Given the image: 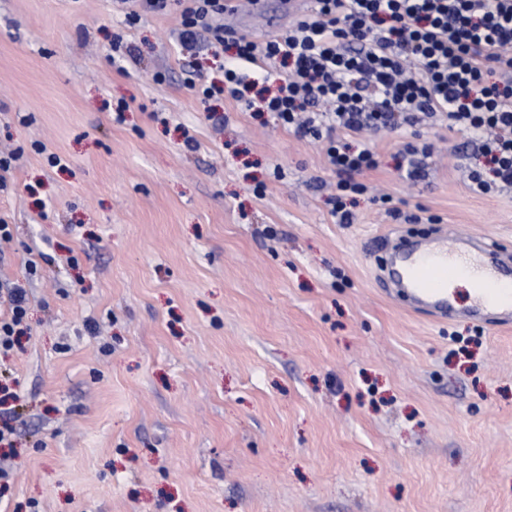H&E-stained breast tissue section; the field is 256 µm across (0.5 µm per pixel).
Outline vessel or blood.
<instances>
[{"label": "vessel or blood", "mask_w": 512, "mask_h": 512, "mask_svg": "<svg viewBox=\"0 0 512 512\" xmlns=\"http://www.w3.org/2000/svg\"><path fill=\"white\" fill-rule=\"evenodd\" d=\"M378 246L389 251L386 276L410 309L448 321L465 316L497 329L512 326V275L491 260L488 243L445 231L429 240L388 235ZM469 256L478 257L486 273L477 282L473 306L462 311L451 301L448 288L464 271L461 258Z\"/></svg>", "instance_id": "1"}]
</instances>
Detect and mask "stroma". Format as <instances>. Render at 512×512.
Here are the masks:
<instances>
[{"label": "stroma", "instance_id": "obj_1", "mask_svg": "<svg viewBox=\"0 0 512 512\" xmlns=\"http://www.w3.org/2000/svg\"><path fill=\"white\" fill-rule=\"evenodd\" d=\"M283 3L224 24L277 33ZM179 23L0 0V142L24 149L0 283L30 295L0 358L20 381L0 401L18 432L0 512H512V329L407 310L369 256L440 225L512 254V189H469L465 133L421 128L418 182L399 168L410 130L380 133L335 223L320 149L201 101L192 62L221 61L181 53ZM117 36L135 49L118 66ZM422 208L438 224L408 222Z\"/></svg>", "mask_w": 512, "mask_h": 512}]
</instances>
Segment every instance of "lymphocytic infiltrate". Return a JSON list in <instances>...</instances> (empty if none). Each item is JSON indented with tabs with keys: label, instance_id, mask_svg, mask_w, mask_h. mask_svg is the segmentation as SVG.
Instances as JSON below:
<instances>
[{
	"label": "lymphocytic infiltrate",
	"instance_id": "obj_1",
	"mask_svg": "<svg viewBox=\"0 0 512 512\" xmlns=\"http://www.w3.org/2000/svg\"><path fill=\"white\" fill-rule=\"evenodd\" d=\"M127 25L178 10L181 49L232 45L221 79L201 76L202 100L227 96L271 114L322 146L337 177L338 223L354 216L346 197L365 193L357 174L376 153L355 140L366 131L427 125L466 132L480 156L470 189L512 188V0H312L279 34L231 36L226 0H119ZM265 69L264 87L249 70ZM28 292L0 289V353L19 343Z\"/></svg>",
	"mask_w": 512,
	"mask_h": 512
}]
</instances>
